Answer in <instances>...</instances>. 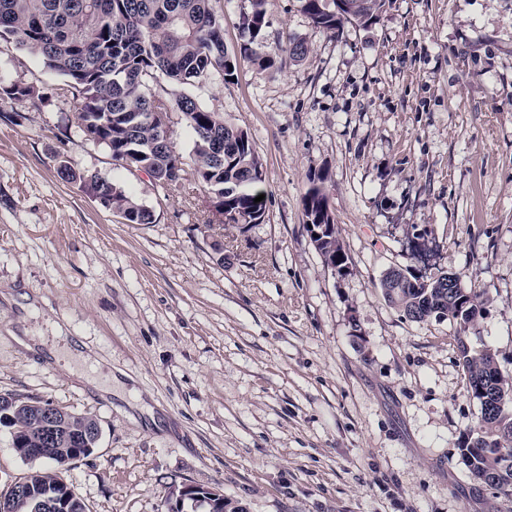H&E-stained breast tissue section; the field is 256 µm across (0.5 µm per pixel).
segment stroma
Masks as SVG:
<instances>
[{
    "label": "stroma",
    "instance_id": "stroma-1",
    "mask_svg": "<svg viewBox=\"0 0 512 512\" xmlns=\"http://www.w3.org/2000/svg\"><path fill=\"white\" fill-rule=\"evenodd\" d=\"M265 21L267 50L291 37L308 55L239 58L234 80L182 88L247 131L260 224L221 223L203 187L166 194L115 165L80 134L72 95L0 101V394L97 420L92 455L65 473L87 512H166L185 483L247 512H512L457 448L479 415L459 341L512 375V0H386L370 28L336 34L300 0H266ZM0 75L65 84L7 42ZM63 160L123 185L154 223L62 180ZM321 174L341 276L305 229ZM396 266L459 274L482 315L463 331L409 321L380 287ZM20 315L54 355L11 339ZM78 343L123 391L72 377Z\"/></svg>",
    "mask_w": 512,
    "mask_h": 512
}]
</instances>
